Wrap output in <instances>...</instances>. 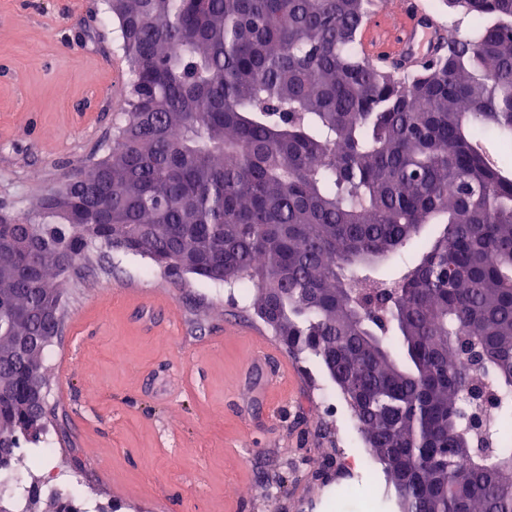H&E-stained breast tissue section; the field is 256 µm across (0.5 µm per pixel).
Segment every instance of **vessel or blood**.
I'll use <instances>...</instances> for the list:
<instances>
[{
    "instance_id": "vessel-or-blood-1",
    "label": "vessel or blood",
    "mask_w": 512,
    "mask_h": 512,
    "mask_svg": "<svg viewBox=\"0 0 512 512\" xmlns=\"http://www.w3.org/2000/svg\"><path fill=\"white\" fill-rule=\"evenodd\" d=\"M361 46L375 63L414 69L447 44L445 27L424 12L417 0H400L395 10L378 16L361 32Z\"/></svg>"
}]
</instances>
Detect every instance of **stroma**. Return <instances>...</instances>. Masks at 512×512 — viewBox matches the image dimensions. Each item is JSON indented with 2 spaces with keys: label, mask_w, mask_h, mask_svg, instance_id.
<instances>
[{
  "label": "stroma",
  "mask_w": 512,
  "mask_h": 512,
  "mask_svg": "<svg viewBox=\"0 0 512 512\" xmlns=\"http://www.w3.org/2000/svg\"><path fill=\"white\" fill-rule=\"evenodd\" d=\"M102 9L0 0V214L112 147L125 61ZM67 293L45 352L53 452L35 469L23 446L0 502L35 480L101 512H400L388 480L359 479L376 461L327 371L223 284L98 244Z\"/></svg>",
  "instance_id": "obj_1"
}]
</instances>
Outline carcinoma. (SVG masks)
Instances as JSON below:
<instances>
[{
	"label": "carcinoma",
	"instance_id": "carcinoma-1",
	"mask_svg": "<svg viewBox=\"0 0 512 512\" xmlns=\"http://www.w3.org/2000/svg\"><path fill=\"white\" fill-rule=\"evenodd\" d=\"M475 18L416 72L379 68L372 0H109L132 92L104 159L34 215L0 223V464L48 423L29 367L98 243L172 276L253 291L258 317L336 382L403 512H512V444L461 438L470 386L512 414V0H444ZM427 224L440 225L429 240ZM406 248L418 262L376 272ZM488 350L459 368L454 339Z\"/></svg>",
	"mask_w": 512,
	"mask_h": 512
}]
</instances>
